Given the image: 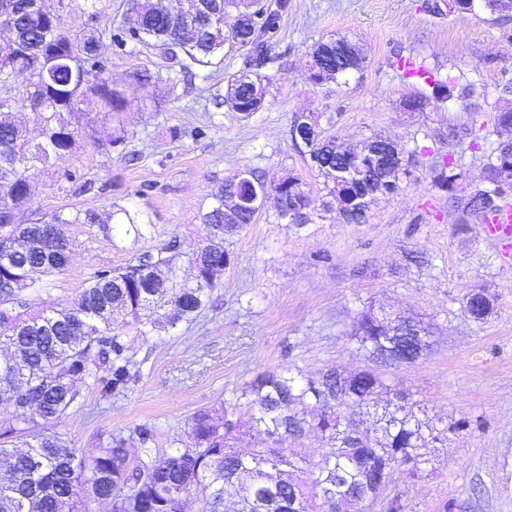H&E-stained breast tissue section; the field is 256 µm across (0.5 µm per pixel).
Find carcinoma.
<instances>
[{"label":"carcinoma","mask_w":512,"mask_h":512,"mask_svg":"<svg viewBox=\"0 0 512 512\" xmlns=\"http://www.w3.org/2000/svg\"><path fill=\"white\" fill-rule=\"evenodd\" d=\"M187 13L180 3L161 5L153 0H133L135 26L130 39L151 41L183 70L192 66L219 67L224 63L225 27L239 26V44L246 48L245 71L228 77L232 94L223 103L234 112H255L263 103L262 72L275 57L270 44L277 37L288 0H276L262 10L250 0H221L222 7ZM12 38L0 43V81L18 77L28 83L29 107L38 135L0 115V240L16 242L12 259L0 261V324L14 319L24 323L10 335H0V347L10 354L0 358V400L12 403L16 420L0 426V459L7 469L0 474V512H83L84 501H103L115 512H186L187 498L199 492L206 512H220L224 494L238 495L239 512H330L338 502L359 505L380 497L385 512H407L399 494L389 495L394 475L415 477L429 462L421 449L448 439V431L424 428L408 409V393L394 390L393 400L381 411L372 396L381 382L370 369L343 376L334 371L313 379L286 369L266 372L246 383L241 395L251 408V427L276 440L296 439L307 430L321 433L329 445L322 462L301 468L303 459L294 449L257 448L249 454L234 451L236 423L225 419L224 407L196 411L188 420L189 441L172 449L159 462L154 457L156 428L137 426L129 436L112 434L98 452L86 457L59 435L49 432L70 409L80 404V380L90 379L100 397L125 394L139 377L124 331L136 329L141 336H160L182 323H191L205 309L213 288V275L231 262L222 248L203 246L188 258L195 270L191 281H180L176 265L181 257L175 242L157 253L145 252L125 267L94 273L79 298L68 305L21 313L10 306L22 289L39 288L43 278L61 272L71 251L63 252L57 241L67 224H93L110 238L123 233L142 238L153 225L143 222L136 210L118 208L103 219L89 207L72 218L54 214L36 224L12 220L28 203L27 182L36 171L51 165L75 145L78 128L71 121L87 92L98 95L107 111L123 107L120 93L104 77L105 65L98 55L96 31L68 33L61 13L40 10L36 0H8L4 18ZM57 66L42 72L44 58ZM362 49L342 37L313 46L307 78L314 84L337 81L336 64L347 74L361 70ZM451 82L436 77L427 82L428 94L412 97L422 112L431 104L451 97ZM313 168L324 178L330 199L316 205L303 202L305 191L294 182L277 197L278 219L301 226L313 221L317 210L328 211L339 199L338 178L356 179L358 152L343 150L332 139L320 148ZM458 148L441 155L432 166L433 184L448 194L463 213L483 218L512 199L505 195L486 205L462 194L466 179ZM487 179L512 182V161L488 155ZM234 181L216 185L206 211L200 213L208 232L234 234L253 223L255 216L232 210ZM378 199L371 193L356 212H341L349 223L366 220ZM415 336L395 345L375 313L361 314L354 340L367 357L397 361L404 353L429 345V328L415 321ZM134 440L141 455L135 468L128 463L127 444Z\"/></svg>","instance_id":"1"}]
</instances>
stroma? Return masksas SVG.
<instances>
[{"mask_svg":"<svg viewBox=\"0 0 512 512\" xmlns=\"http://www.w3.org/2000/svg\"><path fill=\"white\" fill-rule=\"evenodd\" d=\"M67 2L65 28L97 30L106 74L125 107L104 113L97 96L87 94L74 119V148L35 175L19 220L126 207L139 210L153 231L107 239L96 226L67 225L73 240L67 267L20 292L17 305L72 303L98 269L126 266L173 240L190 255L208 242L199 220L208 194L239 172L271 184L294 177L321 199L323 177L291 140L298 113L318 114L325 135L348 146L374 134L392 139L408 172L399 192L380 198L361 224L333 213L298 228L278 220L267 204L254 224L225 238L232 261L216 275L198 319L161 341L127 329L137 381L111 403L81 383V406L54 432L91 456L109 435L151 424L154 455L162 460L199 408L220 403L228 419L248 424L251 410L240 390L258 374L289 369L315 378L328 369L369 367L387 385L407 389L423 421L440 428L470 423L436 451L432 473L396 476L392 488L409 512H441L450 500L462 512H512V239H496L466 220L430 178L434 154L448 150L449 130L466 141L480 137L489 149L506 139L493 116L512 111V92L504 90L512 81V14L459 20L431 15L422 0H288L271 46L276 61L266 71L263 106L246 118L222 103L226 77L243 69L245 50L225 44L224 74L206 83L198 69L180 71L154 46H116L131 0H95L90 8L84 0ZM341 36L362 48V70L343 83L312 84L307 65L314 44ZM402 56L452 77L468 97L406 110L416 88L396 69ZM139 73L148 83L136 81ZM105 126L124 127L126 143L102 150L95 132ZM64 170L91 179L93 190L60 187ZM474 293L492 304L479 322L466 312ZM370 307L422 316L433 330L430 349L412 364L368 362L353 334Z\"/></svg>","mask_w":512,"mask_h":512,"instance_id":"35a3bbf8","label":"stroma"}]
</instances>
